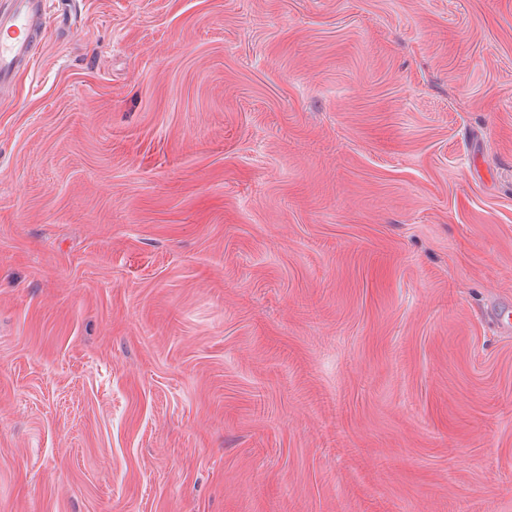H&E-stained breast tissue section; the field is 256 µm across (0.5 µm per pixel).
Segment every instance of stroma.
<instances>
[{"mask_svg": "<svg viewBox=\"0 0 512 512\" xmlns=\"http://www.w3.org/2000/svg\"><path fill=\"white\" fill-rule=\"evenodd\" d=\"M512 0H60L0 99V512H512Z\"/></svg>", "mask_w": 512, "mask_h": 512, "instance_id": "stroma-1", "label": "stroma"}]
</instances>
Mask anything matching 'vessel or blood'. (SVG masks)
Wrapping results in <instances>:
<instances>
[{"mask_svg":"<svg viewBox=\"0 0 512 512\" xmlns=\"http://www.w3.org/2000/svg\"><path fill=\"white\" fill-rule=\"evenodd\" d=\"M49 0H14L9 12L0 14V87L29 53L33 36L48 15Z\"/></svg>","mask_w":512,"mask_h":512,"instance_id":"b4317fda","label":"vessel or blood"}]
</instances>
